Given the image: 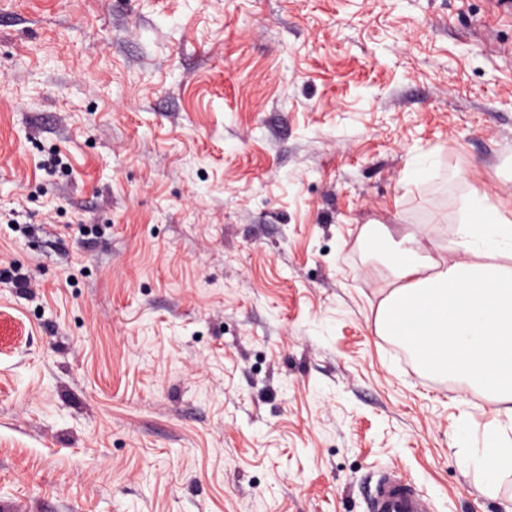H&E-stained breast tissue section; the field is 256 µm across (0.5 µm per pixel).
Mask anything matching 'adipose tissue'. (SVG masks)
Returning <instances> with one entry per match:
<instances>
[{"label":"adipose tissue","mask_w":512,"mask_h":512,"mask_svg":"<svg viewBox=\"0 0 512 512\" xmlns=\"http://www.w3.org/2000/svg\"><path fill=\"white\" fill-rule=\"evenodd\" d=\"M406 174L431 200L455 199L445 247L458 258L447 261L435 241L367 229L368 250L386 256L392 274L375 333L405 340L427 369L486 393L512 421V211L449 173L439 153L413 157ZM464 464L490 489L497 474L512 471V442L487 426Z\"/></svg>","instance_id":"1"}]
</instances>
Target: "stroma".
<instances>
[{
    "label": "stroma",
    "mask_w": 512,
    "mask_h": 512,
    "mask_svg": "<svg viewBox=\"0 0 512 512\" xmlns=\"http://www.w3.org/2000/svg\"><path fill=\"white\" fill-rule=\"evenodd\" d=\"M432 149L512 211L489 0H0V512H512L493 402L374 334ZM463 463L473 470L480 488L490 492L491 482L497 474L512 471V442L503 439L498 425L487 426L478 455L467 457ZM369 512H433L429 497L393 471L382 473L368 498Z\"/></svg>",
    "instance_id": "35a3bbf8"
}]
</instances>
